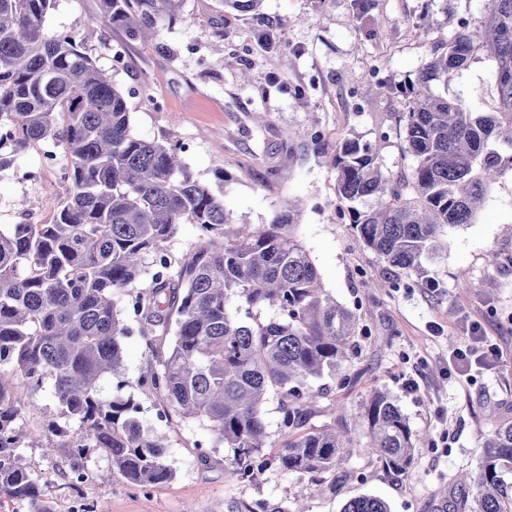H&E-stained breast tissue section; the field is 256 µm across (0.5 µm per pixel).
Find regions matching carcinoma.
<instances>
[{
  "mask_svg": "<svg viewBox=\"0 0 512 512\" xmlns=\"http://www.w3.org/2000/svg\"><path fill=\"white\" fill-rule=\"evenodd\" d=\"M55 0H0V169L31 145L50 142L72 182L69 201L43 224L0 230V493L29 512H51L30 471L15 458L25 439L67 448L72 482L92 448L127 483L156 488L175 469L164 439L143 427L131 397L99 396L105 374L124 373V309L150 353L137 381L164 415L206 420L214 447L230 451L229 474L250 481L274 471L314 477L336 470L346 438L317 426L315 404L330 375L353 353L356 318L330 297L293 232L289 203L267 224H238L224 198L193 179L178 142L132 133L125 94L73 33L51 34ZM237 12L262 0H219ZM182 0H99L94 21L128 39L176 23ZM486 49L497 59L498 112H472L433 91ZM403 141L410 176L382 170L376 148L349 139L336 149L338 195L350 203L358 239L390 267L417 271L445 248L444 227L471 224L488 188L512 177V0H489L485 29L462 31L403 92ZM198 241L167 248L178 225ZM126 300L119 307L118 297ZM245 304V318L229 309ZM267 310L272 315L261 319ZM53 382L59 415L79 424L67 437L19 424L28 392ZM278 399L282 443L269 442L267 403ZM367 448L396 476L408 473L418 436L383 391L365 405ZM273 452L266 453L264 449ZM478 468L457 483V512H512V420L486 439ZM228 512H290L262 500ZM341 512H390L363 494Z\"/></svg>",
  "mask_w": 512,
  "mask_h": 512,
  "instance_id": "obj_1",
  "label": "carcinoma"
}]
</instances>
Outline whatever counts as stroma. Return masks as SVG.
I'll use <instances>...</instances> for the list:
<instances>
[{"instance_id": "obj_1", "label": "stroma", "mask_w": 512, "mask_h": 512, "mask_svg": "<svg viewBox=\"0 0 512 512\" xmlns=\"http://www.w3.org/2000/svg\"><path fill=\"white\" fill-rule=\"evenodd\" d=\"M488 0H263L260 15L225 14L217 0H183L181 19L160 23L156 35L128 39L95 23L98 0H56L45 27L76 34L84 50L110 69L123 90L133 132L183 143L190 174L224 197L238 223L265 224L288 198L302 200L295 235L323 285L358 321L356 353L326 379L315 424L343 408L350 452L321 480L269 472L254 482L227 478V449L212 447L207 421L161 418L154 398L133 387L148 349L133 314L124 343V377L104 376L102 398L134 395L146 428L168 436L176 471L165 486L144 490L113 473L110 461L89 452L86 479L69 480L66 449L19 448L15 455L45 483L53 512L73 501L90 512H224L229 501L264 499L307 512H341L344 502L369 493L391 512H444L455 475L475 470L483 443L497 427L486 404L512 419V270H498L496 251H512V179L487 191L475 223L443 230L445 250L422 271L391 268L357 242L337 193L333 156L345 140L376 144L386 173L405 175L398 87L415 80L435 50L462 28L484 25ZM124 49L122 63L111 50ZM497 61L475 54L438 93L462 99L474 112L501 107ZM384 85L381 94L367 86ZM267 115L255 123V113ZM46 145L17 154L0 171V228L46 221L67 201L71 181L48 167ZM25 206H18V199ZM438 290H431V283ZM481 322L502 354L495 369L449 372L448 356L465 343L467 320ZM128 386H121V379ZM387 391L411 428L423 434L408 475L388 473L365 443L363 404ZM52 382L30 392L21 423L31 430L58 423Z\"/></svg>"}]
</instances>
